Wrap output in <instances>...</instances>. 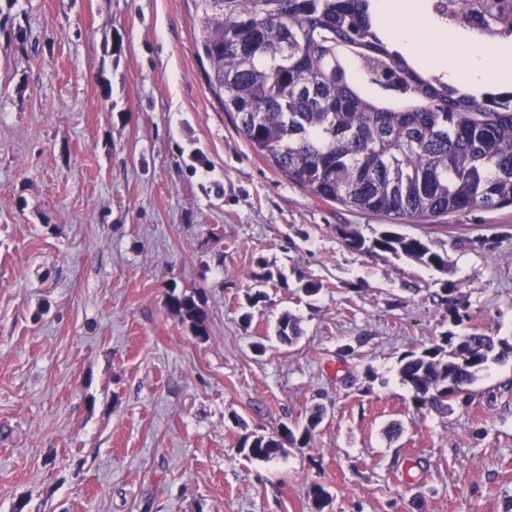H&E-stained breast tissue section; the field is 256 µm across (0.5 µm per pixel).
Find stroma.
Segmentation results:
<instances>
[{
  "mask_svg": "<svg viewBox=\"0 0 512 512\" xmlns=\"http://www.w3.org/2000/svg\"><path fill=\"white\" fill-rule=\"evenodd\" d=\"M200 36L193 0H0V512H314L315 483L325 512H512V355L444 412L399 375L447 332L512 344V207L395 224L314 197L238 133ZM319 405L309 446L241 452ZM350 225L339 227L346 245L353 250L368 252L383 251L394 255H404L413 258L430 267L444 269L447 261L439 253L432 251L421 239L402 236L392 231H382L378 237L367 241L357 231L349 228ZM168 304L170 307L182 313L184 321H189L195 336H204V315L200 312L192 296L170 295ZM240 450L247 458L266 461L271 460L280 451V447L262 435L254 437L250 442L244 440Z\"/></svg>",
  "mask_w": 512,
  "mask_h": 512,
  "instance_id": "35a3bbf8",
  "label": "stroma"
}]
</instances>
